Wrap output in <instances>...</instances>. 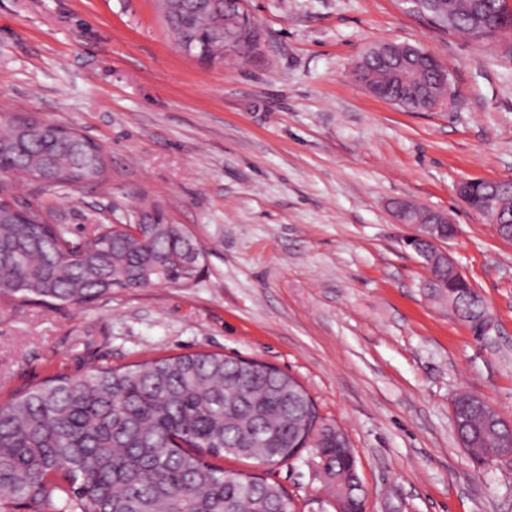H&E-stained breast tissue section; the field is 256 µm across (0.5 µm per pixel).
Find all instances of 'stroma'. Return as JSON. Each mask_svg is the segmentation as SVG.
<instances>
[{"label":"stroma","mask_w":512,"mask_h":512,"mask_svg":"<svg viewBox=\"0 0 512 512\" xmlns=\"http://www.w3.org/2000/svg\"><path fill=\"white\" fill-rule=\"evenodd\" d=\"M258 53L202 63L156 0H0V106L80 130L109 178L42 197L74 237L161 214L207 247L192 287L113 290L90 304L0 305V393L200 351L300 381L344 431L366 512H512V463L477 464L457 393L512 420V241L457 193L512 178V49L445 34L398 0H246ZM418 44L448 73V105L372 96L355 61ZM411 201L457 226L446 248L480 293L475 338L404 244ZM310 449L225 470L279 483L297 512H335Z\"/></svg>","instance_id":"1"}]
</instances>
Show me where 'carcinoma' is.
<instances>
[{"label":"carcinoma","instance_id":"1","mask_svg":"<svg viewBox=\"0 0 512 512\" xmlns=\"http://www.w3.org/2000/svg\"><path fill=\"white\" fill-rule=\"evenodd\" d=\"M164 20L178 46L210 62L224 56V13L181 0ZM226 6L246 15L249 37L234 44L256 53L262 33L244 0ZM430 16L451 14L457 31L477 39L512 35V16L501 0H427ZM355 67L359 81L388 90L405 111L448 96L428 53H414L397 71L369 50ZM0 167L21 176L41 196L75 183L107 178L104 150L74 129L32 113H0ZM0 183V299L22 304H81L114 288L156 283L186 286L206 249L182 224H100L73 238L36 205L22 211ZM456 315L477 335L486 333L485 306L464 280L446 288ZM491 404L462 393L453 409L467 412L456 434L473 433L480 447L506 440L485 410ZM314 446L336 495L349 512H363L356 459L344 433L326 423L305 388L260 362L196 352L153 358L124 368L101 367L70 378L47 377L0 402V512L21 503L29 512H294L282 487L254 476L228 480L213 460L224 456L278 465L298 448Z\"/></svg>","mask_w":512,"mask_h":512}]
</instances>
